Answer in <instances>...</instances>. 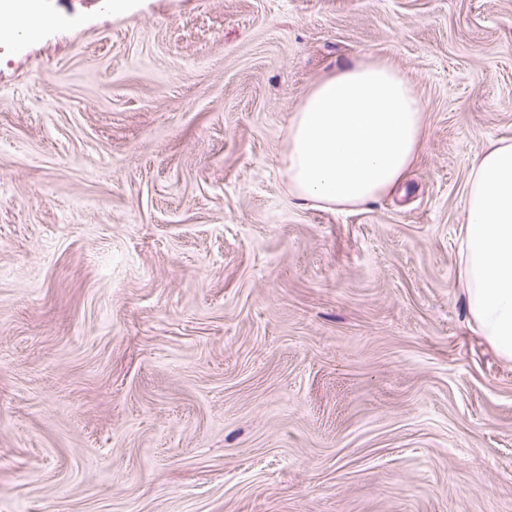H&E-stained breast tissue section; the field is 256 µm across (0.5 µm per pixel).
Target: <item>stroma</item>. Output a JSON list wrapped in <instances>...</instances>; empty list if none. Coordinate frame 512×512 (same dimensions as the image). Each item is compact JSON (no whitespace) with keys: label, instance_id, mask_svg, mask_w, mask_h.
<instances>
[{"label":"stroma","instance_id":"1","mask_svg":"<svg viewBox=\"0 0 512 512\" xmlns=\"http://www.w3.org/2000/svg\"><path fill=\"white\" fill-rule=\"evenodd\" d=\"M0 18V512H512V361L458 277L512 0H38ZM392 62L394 192H288L296 107ZM0 16H9L18 19L31 20L37 22L36 25L45 24L49 21L48 17H41L28 11L22 0H1Z\"/></svg>","mask_w":512,"mask_h":512}]
</instances>
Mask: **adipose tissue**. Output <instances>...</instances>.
I'll return each instance as SVG.
<instances>
[{"instance_id": "ef3b65f1", "label": "adipose tissue", "mask_w": 512, "mask_h": 512, "mask_svg": "<svg viewBox=\"0 0 512 512\" xmlns=\"http://www.w3.org/2000/svg\"><path fill=\"white\" fill-rule=\"evenodd\" d=\"M424 105L385 60L318 81L293 113L283 161L290 192L315 206H359L401 183L421 148ZM458 275L482 336L512 360V139L473 163Z\"/></svg>"}]
</instances>
